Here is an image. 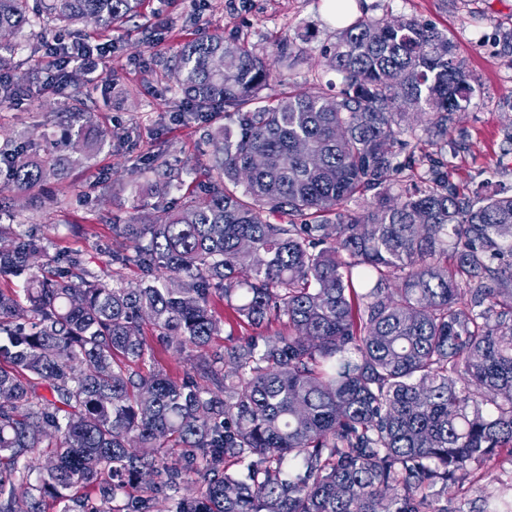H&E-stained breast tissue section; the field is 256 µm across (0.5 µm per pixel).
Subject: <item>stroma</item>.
<instances>
[{
    "label": "stroma",
    "instance_id": "1",
    "mask_svg": "<svg viewBox=\"0 0 512 512\" xmlns=\"http://www.w3.org/2000/svg\"><path fill=\"white\" fill-rule=\"evenodd\" d=\"M329 0H149L136 24L107 32L83 25L90 40L111 38L112 61L87 80L85 111L111 145L92 165L70 173L54 188V204L40 207L20 198L15 221L44 231L52 251L80 256L93 268H107L112 223L128 221L134 200L171 206L178 191L156 193L143 180L144 159L161 155L184 184L206 180L211 147L205 119L180 100L159 63L185 42L203 34L235 36L270 48L278 38L303 41L305 63L293 72L292 92L313 90L315 81L339 85L323 52L336 38ZM366 15H405L448 33L474 81L470 104L455 112L448 127L452 184L466 193L500 190L512 194V52L503 36L512 32V0H364ZM71 119L63 96L21 97L0 107V132L40 136L44 128L62 135ZM512 500V452L501 449L483 463L458 473L443 512H491L497 499Z\"/></svg>",
    "mask_w": 512,
    "mask_h": 512
}]
</instances>
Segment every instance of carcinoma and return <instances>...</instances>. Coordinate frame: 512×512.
<instances>
[{
	"label": "carcinoma",
	"instance_id": "cac0c4a2",
	"mask_svg": "<svg viewBox=\"0 0 512 512\" xmlns=\"http://www.w3.org/2000/svg\"><path fill=\"white\" fill-rule=\"evenodd\" d=\"M142 2L0 0V68L18 37L118 30ZM305 54L218 36L175 51V92L231 123L201 193L112 226V280L0 224V277L23 282L0 289V512L19 485L30 512H154L164 491L169 512H442L457 473L512 449V195L448 182V123L474 92L454 43L362 15L324 55L336 95L265 93ZM25 92L0 83V105ZM82 96L71 80L65 140L4 138L0 219L112 141ZM216 295L291 332L210 353ZM150 337L194 353L191 373L134 370ZM230 459L243 469L219 471ZM90 485L94 501L69 495Z\"/></svg>",
	"mask_w": 512,
	"mask_h": 512
}]
</instances>
